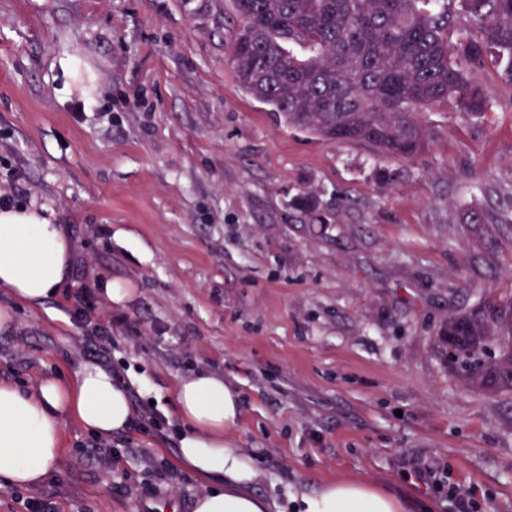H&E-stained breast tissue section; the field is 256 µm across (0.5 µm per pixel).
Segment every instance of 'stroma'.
Instances as JSON below:
<instances>
[{"label": "stroma", "instance_id": "35a3bbf8", "mask_svg": "<svg viewBox=\"0 0 512 512\" xmlns=\"http://www.w3.org/2000/svg\"><path fill=\"white\" fill-rule=\"evenodd\" d=\"M239 24L232 0H0V172L73 250L42 307L0 289V379L31 390L80 357L137 410L107 441L65 423L55 476L1 485L0 512H191L204 486L177 459L173 392L201 370L239 390L232 440L280 512L344 477L431 512H512V391L479 392L438 348L448 318L512 297L499 63L476 74L487 112L424 110L427 147L405 160L279 123L238 85ZM103 280L131 299L96 293L80 321L79 290Z\"/></svg>", "mask_w": 512, "mask_h": 512}]
</instances>
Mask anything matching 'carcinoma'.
<instances>
[{"label":"carcinoma","mask_w":512,"mask_h":512,"mask_svg":"<svg viewBox=\"0 0 512 512\" xmlns=\"http://www.w3.org/2000/svg\"><path fill=\"white\" fill-rule=\"evenodd\" d=\"M242 27L231 51L240 87L287 127L413 159L425 148L419 114L453 100L487 111L475 79L488 57L506 56L512 87V0H234ZM457 32L450 41L451 31ZM466 311L440 332L475 387L512 389V302ZM499 343V355H478Z\"/></svg>","instance_id":"cac0c4a2"}]
</instances>
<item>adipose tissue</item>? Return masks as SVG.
<instances>
[{"mask_svg":"<svg viewBox=\"0 0 512 512\" xmlns=\"http://www.w3.org/2000/svg\"><path fill=\"white\" fill-rule=\"evenodd\" d=\"M72 248L61 225L45 208L0 210V288L32 307L58 295L70 270ZM183 429L179 458L210 481L196 496L193 512H269L252 493L260 473L235 447L230 435L241 404L223 377L200 371L174 390ZM136 417L125 382L92 361L75 364L67 379H44L35 391L0 380V481L35 488L49 481L61 456V432L73 420L98 438L127 429ZM300 512H414L415 502L396 491L358 478L330 481L302 495Z\"/></svg>","mask_w":512,"mask_h":512,"instance_id":"adipose-tissue-1","label":"adipose tissue"}]
</instances>
